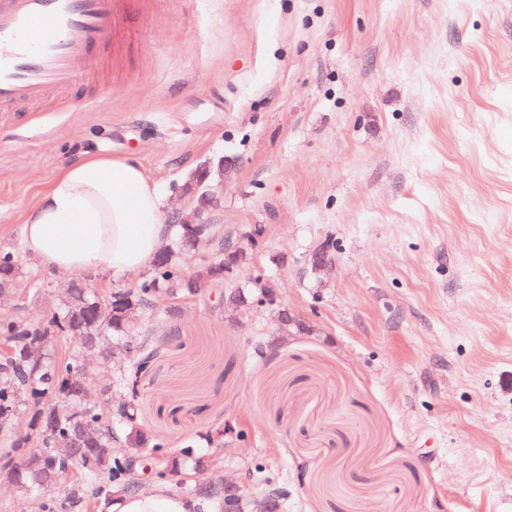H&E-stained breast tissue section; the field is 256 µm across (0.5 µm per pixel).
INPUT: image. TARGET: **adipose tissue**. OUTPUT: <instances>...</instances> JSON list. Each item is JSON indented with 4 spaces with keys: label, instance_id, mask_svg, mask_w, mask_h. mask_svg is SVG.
<instances>
[{
    "label": "adipose tissue",
    "instance_id": "obj_1",
    "mask_svg": "<svg viewBox=\"0 0 512 512\" xmlns=\"http://www.w3.org/2000/svg\"><path fill=\"white\" fill-rule=\"evenodd\" d=\"M166 233L161 193L139 160L91 156L51 180L23 244L53 272L117 277L147 272Z\"/></svg>",
    "mask_w": 512,
    "mask_h": 512
}]
</instances>
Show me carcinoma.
<instances>
[{
  "instance_id": "carcinoma-1",
  "label": "carcinoma",
  "mask_w": 512,
  "mask_h": 512,
  "mask_svg": "<svg viewBox=\"0 0 512 512\" xmlns=\"http://www.w3.org/2000/svg\"><path fill=\"white\" fill-rule=\"evenodd\" d=\"M207 244L209 239L195 235L192 225L172 224L167 244L158 251L134 294L111 288L98 295L78 281L48 318L0 323V425L13 426L15 414L28 410L41 448L27 456L21 469L0 468V480L25 494L62 480L70 463L64 444L78 431L95 429L81 449L93 458L95 467L82 469L83 482L71 493L67 505L42 501L37 504L39 512H59L64 507L79 512L90 501L108 507L118 494L131 490L135 475L141 474V469H133V462L153 454L163 461L153 471L151 482L163 480L168 470L180 471L193 477L180 493L195 502L194 512H224L221 485L196 477L212 469L211 458L199 452L195 443L170 453L164 442L142 430L135 406L138 375L146 370L138 361L148 362L150 356L145 342L134 334V318L152 312L160 293L174 299L194 297L224 283L222 246L206 264L185 268L186 256ZM21 279L18 255L0 250V295L17 293ZM226 299L243 307L282 310L278 289L268 286L260 275L246 287L227 289ZM281 329L283 335L277 341L258 344L255 353L265 355L288 341V335L302 334L303 326L288 323L285 316ZM59 337L70 339L72 347L67 356L57 360L51 348ZM88 355L96 356L101 365L94 390L82 383ZM60 399L67 400L71 410L57 413ZM0 440L5 456L18 453L23 445V440L6 429H0Z\"/></svg>"
}]
</instances>
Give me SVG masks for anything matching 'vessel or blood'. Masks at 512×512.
Returning a JSON list of instances; mask_svg holds the SVG:
<instances>
[{
  "label": "vessel or blood",
  "mask_w": 512,
  "mask_h": 512,
  "mask_svg": "<svg viewBox=\"0 0 512 512\" xmlns=\"http://www.w3.org/2000/svg\"><path fill=\"white\" fill-rule=\"evenodd\" d=\"M138 0H0V106L38 104L102 64Z\"/></svg>",
  "instance_id": "obj_1"
}]
</instances>
